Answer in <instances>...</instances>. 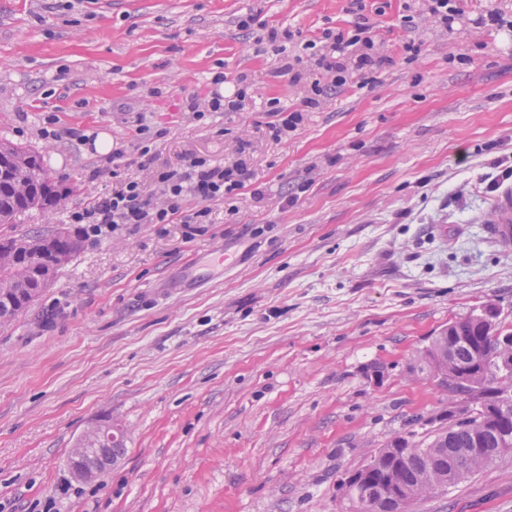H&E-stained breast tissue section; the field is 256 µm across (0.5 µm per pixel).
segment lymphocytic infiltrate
Returning <instances> with one entry per match:
<instances>
[{"mask_svg": "<svg viewBox=\"0 0 512 512\" xmlns=\"http://www.w3.org/2000/svg\"><path fill=\"white\" fill-rule=\"evenodd\" d=\"M371 29L369 17L362 14L350 28L324 30L320 42L306 41L299 49L317 56L319 66L329 76L330 87H341L350 71L373 74L385 65V58L373 52ZM248 178L244 165L224 166L191 154L182 169L155 170L162 201L147 197L139 182L123 181L106 195L92 198L85 207L71 211L68 221L84 225L86 234L95 237L110 235L123 224H170L177 218L186 225L201 224L209 214L208 203L233 200ZM189 197L196 199L200 207L187 214L183 203Z\"/></svg>", "mask_w": 512, "mask_h": 512, "instance_id": "f902f5d3", "label": "lymphocytic infiltrate"}]
</instances>
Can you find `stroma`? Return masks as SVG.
<instances>
[{"mask_svg":"<svg viewBox=\"0 0 512 512\" xmlns=\"http://www.w3.org/2000/svg\"><path fill=\"white\" fill-rule=\"evenodd\" d=\"M359 2L392 65L370 87L351 74L273 139L269 101L295 108L325 76L308 55L283 72L239 16L315 40ZM459 5L448 30L425 0H0V141L73 189L0 238L54 233L111 190L91 175L102 134L156 199L153 168L190 154L249 171L196 235L176 222L84 237L0 325V512H350L340 479L464 405L417 354L488 304L512 329V248L487 233L482 183L512 156V32L475 24L491 6L512 21V0ZM219 70L246 82L245 107L195 119L186 102ZM226 242L236 265L209 264ZM96 422L122 429L125 452L78 482L68 456ZM406 512H512V456Z\"/></svg>","mask_w":512,"mask_h":512,"instance_id":"obj_1","label":"stroma"}]
</instances>
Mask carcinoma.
<instances>
[{"label": "carcinoma", "instance_id": "cac0c4a2", "mask_svg": "<svg viewBox=\"0 0 512 512\" xmlns=\"http://www.w3.org/2000/svg\"><path fill=\"white\" fill-rule=\"evenodd\" d=\"M0 147L9 151L12 160L0 168V224H11L17 214L31 209H52L62 205L70 195L69 187L51 180L46 173L39 155L35 152L11 143H3ZM31 240L29 236L8 237L0 240L1 245L15 250L11 263L0 265V282L23 281L28 287L37 285L38 269L45 268L57 274L58 266H52L54 255L69 249V242L54 234L40 236L44 243L42 262L36 261L27 252L15 249V246ZM31 306L27 299L19 300L14 305H0V324L11 321L16 315ZM453 355L448 357V367L455 365L472 369L479 375L484 393L488 400L500 404L501 409L512 416V375L499 379L491 374L494 358L512 349L502 343L501 335L489 333L472 347L465 343L448 341ZM420 369L428 370L437 375L443 371L435 354V346H430L418 355ZM440 452L436 439L417 443L410 442V447L399 448L400 469L398 479L408 488L407 500L435 491L439 482V471L429 468L431 459ZM488 466L481 455L472 457L461 476L448 479V487L452 488L470 478L480 469Z\"/></svg>", "mask_w": 512, "mask_h": 512}]
</instances>
